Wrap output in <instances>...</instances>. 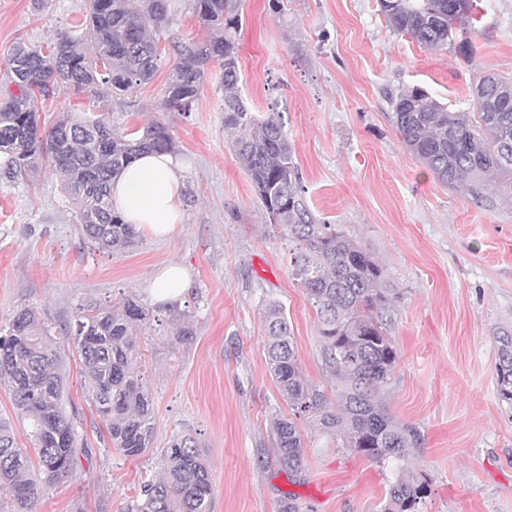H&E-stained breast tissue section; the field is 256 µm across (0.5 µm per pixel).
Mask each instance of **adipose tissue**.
Here are the masks:
<instances>
[{"instance_id":"adipose-tissue-1","label":"adipose tissue","mask_w":512,"mask_h":512,"mask_svg":"<svg viewBox=\"0 0 512 512\" xmlns=\"http://www.w3.org/2000/svg\"><path fill=\"white\" fill-rule=\"evenodd\" d=\"M180 164L169 153L139 157L112 182V202L126 221L163 238L182 222Z\"/></svg>"}]
</instances>
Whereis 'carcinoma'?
<instances>
[{
	"instance_id": "1",
	"label": "carcinoma",
	"mask_w": 512,
	"mask_h": 512,
	"mask_svg": "<svg viewBox=\"0 0 512 512\" xmlns=\"http://www.w3.org/2000/svg\"><path fill=\"white\" fill-rule=\"evenodd\" d=\"M197 18L218 30L205 41L175 46L164 107L189 112L209 66H219L224 92V129L234 133L233 151L253 183L269 219L295 245L293 278L316 311L323 355L337 381L336 402L303 377L283 308L266 307L264 352L268 368L291 418H278L272 435L282 468L297 472L304 460L298 420L312 418L339 437V447L375 462L403 460L417 445L413 429L394 420L382 389L398 354L387 330L398 298L387 287L385 269L334 224L311 211L297 163L282 132L279 113L258 116L240 92L236 37L241 20L237 0H193ZM388 27L419 47L448 45L472 56L470 35L481 21L482 0H378ZM176 0H89L88 27L93 49L82 36L63 31L49 53L20 41L5 59L9 85L0 90V154L9 170L24 176L44 162L57 171L77 209L81 234L107 252L131 248L136 228L110 204L112 179L138 155L168 152L172 139L159 124L143 132H122L101 116L61 110L50 126L41 122L46 101L65 87L89 98H121L148 83L157 70L159 32L169 26ZM402 142L433 177L450 188L488 186L512 174V81L487 86L469 110L450 111L420 87L393 101ZM147 319L130 296L119 303L81 305L64 325L72 342L92 406L113 447L138 456L153 439L149 389L137 364L132 327ZM497 393L512 406V328L494 336ZM64 351L52 328L31 307L18 310L0 330V382L12 391L15 409L27 422L37 467L18 446L9 420L0 418V498L13 512H32L42 485L65 477L77 455V432L67 410ZM161 477L143 484L128 512H212L209 468L189 436L162 449ZM430 493L422 472L405 468L389 485L382 512H420Z\"/></svg>"
}]
</instances>
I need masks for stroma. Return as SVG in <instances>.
<instances>
[{"label": "stroma", "instance_id": "stroma-1", "mask_svg": "<svg viewBox=\"0 0 512 512\" xmlns=\"http://www.w3.org/2000/svg\"><path fill=\"white\" fill-rule=\"evenodd\" d=\"M159 41L153 79L118 101L61 90L60 109L103 114L120 131L163 125L183 164V220L165 239L139 234L109 253L78 230L58 172L9 175L0 155V328L36 308L52 327L79 305L136 295L149 315L134 334L153 399L150 452L113 448L87 399L74 348L65 382L80 444L71 474L44 487L34 512H126L161 472L160 450L194 438L208 463L213 512H380L398 469L427 474L423 512H512V406L495 382L496 329L512 327V181L482 196L438 182L403 145L392 102L418 86L457 111L478 77L512 79V0H483L474 54L420 48L387 27L378 0H241L238 59L249 111L279 112L315 214L364 248L397 288L388 332L399 359L383 397L420 435L403 461L338 447L301 421L300 472L276 461L271 424L290 417L264 354V312L279 302L306 381L334 398L316 312L290 271V244L272 224L224 129L220 73L211 70L189 112L164 92L175 42L210 39L191 0ZM88 0H0V63L25 40L42 50L84 23ZM185 268L180 305L153 302L165 266Z\"/></svg>", "mask_w": 512, "mask_h": 512}]
</instances>
